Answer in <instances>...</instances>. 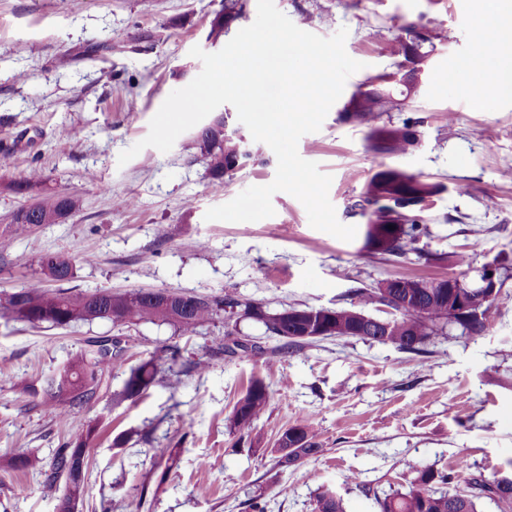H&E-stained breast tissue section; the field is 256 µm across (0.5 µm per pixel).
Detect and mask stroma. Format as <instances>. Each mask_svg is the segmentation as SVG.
I'll return each mask as SVG.
<instances>
[{
  "instance_id": "obj_1",
  "label": "stroma",
  "mask_w": 512,
  "mask_h": 512,
  "mask_svg": "<svg viewBox=\"0 0 512 512\" xmlns=\"http://www.w3.org/2000/svg\"><path fill=\"white\" fill-rule=\"evenodd\" d=\"M300 29L322 37L347 28L345 48L363 67L342 92L390 72L386 43L408 22L443 30L424 63L417 94L378 123L418 119L413 150L380 157L368 148L367 126L343 122L331 107L319 131L303 135L299 155L331 175L329 198L338 220L356 227L343 241L313 228L302 203L275 193L273 216L238 224L204 215L251 186L273 181L277 159L252 139L232 105L228 124L252 153L226 183L213 178L187 130L166 153L144 148L127 164L121 151L144 139L166 97L202 70L189 51L208 40L224 0H0V227L20 208L53 193L78 199L62 223L0 239V292L39 277L38 258L61 253L75 265L76 291L124 293L166 289L201 296L232 295L276 312L289 306L350 305L356 289L408 275L448 277L459 267L411 258L396 263L364 248V219L353 204L382 166L423 175L442 186L424 210L420 248L468 254L473 266L512 264V97L481 105L487 79L470 64V34L483 0H274ZM41 179L24 192L14 184ZM129 197L133 206H117ZM254 349L214 357L223 321L184 336L168 325L109 323L33 328L0 311V512H57L41 471H15L20 454L47 459L96 421L101 436L88 461L77 512H314L322 488L336 489L345 512H377L366 489L406 491L418 472L453 470L492 475L512 465V279L487 318L482 336L459 330L433 339L430 356L358 338L324 339L272 354L261 327L240 324ZM135 337L128 361L162 344L182 361H208L206 371L175 386L157 385L136 400L115 401L127 375L114 369L97 403L78 413L48 414L20 396L17 384L76 356L86 338ZM260 379L272 391L256 423L264 446L230 431L239 394ZM309 421L320 453L298 469L276 465L271 447L286 428ZM123 447L112 444L117 435ZM179 452L159 491H143L154 451Z\"/></svg>"
}]
</instances>
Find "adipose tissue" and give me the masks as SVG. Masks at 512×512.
Masks as SVG:
<instances>
[{
	"label": "adipose tissue",
	"mask_w": 512,
	"mask_h": 512,
	"mask_svg": "<svg viewBox=\"0 0 512 512\" xmlns=\"http://www.w3.org/2000/svg\"><path fill=\"white\" fill-rule=\"evenodd\" d=\"M512 0H489L490 10L478 22L479 27L491 30L492 35L486 44L489 54L483 55L482 67L489 77L486 95L488 99L512 96V56L494 54L493 46L512 42V27L501 23L500 17Z\"/></svg>",
	"instance_id": "obj_1"
}]
</instances>
